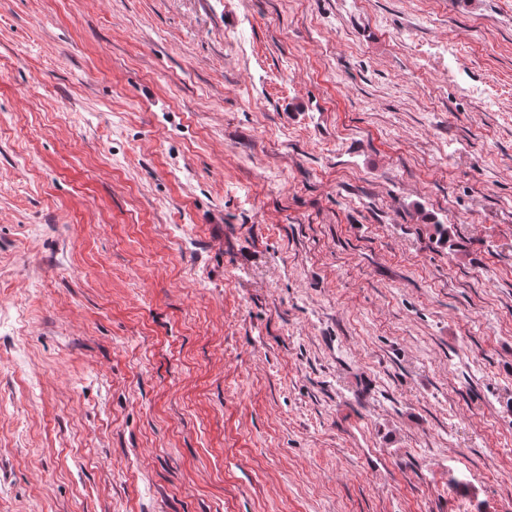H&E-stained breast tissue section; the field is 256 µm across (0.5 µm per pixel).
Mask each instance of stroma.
I'll return each mask as SVG.
<instances>
[{
    "label": "stroma",
    "instance_id": "1",
    "mask_svg": "<svg viewBox=\"0 0 512 512\" xmlns=\"http://www.w3.org/2000/svg\"><path fill=\"white\" fill-rule=\"evenodd\" d=\"M0 512H512V0H0Z\"/></svg>",
    "mask_w": 512,
    "mask_h": 512
}]
</instances>
